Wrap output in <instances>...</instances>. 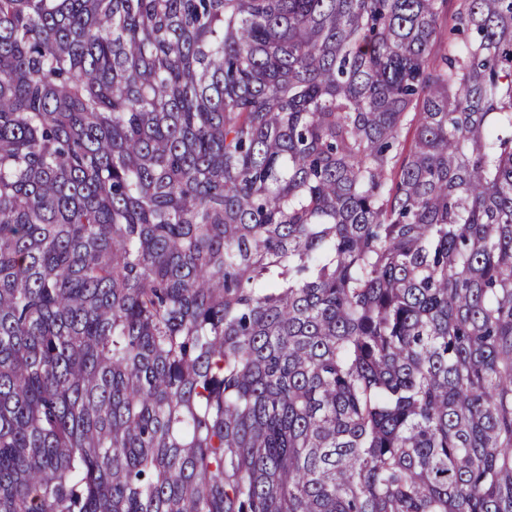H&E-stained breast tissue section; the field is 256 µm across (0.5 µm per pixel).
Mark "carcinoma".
Here are the masks:
<instances>
[{"instance_id": "1", "label": "carcinoma", "mask_w": 512, "mask_h": 512, "mask_svg": "<svg viewBox=\"0 0 512 512\" xmlns=\"http://www.w3.org/2000/svg\"><path fill=\"white\" fill-rule=\"evenodd\" d=\"M0 0V512H512V0Z\"/></svg>"}]
</instances>
